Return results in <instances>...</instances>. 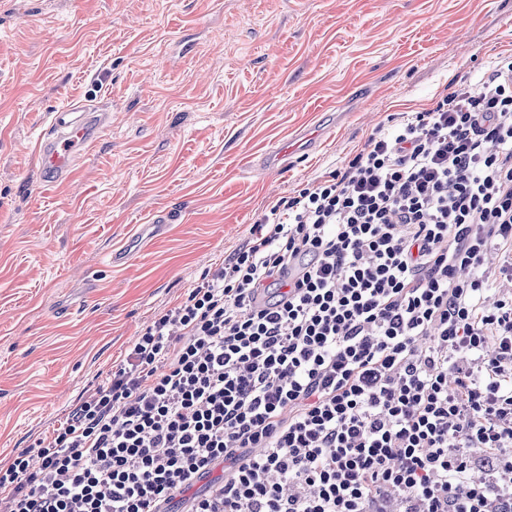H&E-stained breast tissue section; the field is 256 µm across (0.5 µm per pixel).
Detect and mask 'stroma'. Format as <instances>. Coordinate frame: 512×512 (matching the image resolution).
Returning <instances> with one entry per match:
<instances>
[{"label":"stroma","mask_w":512,"mask_h":512,"mask_svg":"<svg viewBox=\"0 0 512 512\" xmlns=\"http://www.w3.org/2000/svg\"><path fill=\"white\" fill-rule=\"evenodd\" d=\"M510 53L512 0H0V466L278 201ZM73 105L106 128L43 179Z\"/></svg>","instance_id":"1"}]
</instances>
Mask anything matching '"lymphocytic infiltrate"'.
<instances>
[{
	"instance_id": "f902f5d3",
	"label": "lymphocytic infiltrate",
	"mask_w": 512,
	"mask_h": 512,
	"mask_svg": "<svg viewBox=\"0 0 512 512\" xmlns=\"http://www.w3.org/2000/svg\"><path fill=\"white\" fill-rule=\"evenodd\" d=\"M271 213L0 466V512H512L479 273L512 281V57Z\"/></svg>"
}]
</instances>
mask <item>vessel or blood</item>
Masks as SVG:
<instances>
[{"label": "vessel or blood", "instance_id": "obj_1", "mask_svg": "<svg viewBox=\"0 0 512 512\" xmlns=\"http://www.w3.org/2000/svg\"><path fill=\"white\" fill-rule=\"evenodd\" d=\"M106 126L104 114L96 112L63 111L55 113L51 134L40 135L34 151L45 173L60 175L71 166L75 148L88 147Z\"/></svg>", "mask_w": 512, "mask_h": 512}]
</instances>
